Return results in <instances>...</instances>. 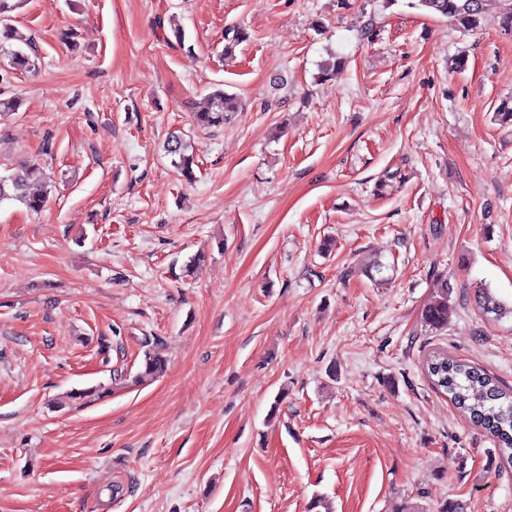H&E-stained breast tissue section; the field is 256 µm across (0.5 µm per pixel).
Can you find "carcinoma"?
Segmentation results:
<instances>
[{
  "label": "carcinoma",
  "mask_w": 512,
  "mask_h": 512,
  "mask_svg": "<svg viewBox=\"0 0 512 512\" xmlns=\"http://www.w3.org/2000/svg\"><path fill=\"white\" fill-rule=\"evenodd\" d=\"M490 0H417L415 6L450 19L465 31L478 27ZM26 0H0V43L16 41L17 49H9L10 63L14 69H27L35 65L34 40L9 24L13 13L23 8ZM241 110L238 97L222 88L210 93L205 105L193 113V119L201 128L221 127ZM190 144L179 136H171L165 151L171 156L173 166L187 177H192L193 155ZM37 167L22 164L7 175L0 174V203L17 201L32 212H39L46 203L45 186L37 180ZM473 301L483 314L501 319L512 315V306L499 299L490 289L478 286ZM422 318L425 326L439 331L448 326V293L434 299L424 308ZM165 359L157 349L144 352V375L158 373L164 369ZM428 376L434 386L448 394L455 406L477 426L496 438L499 452L512 460V395L504 392L494 380L481 369L461 359L441 354L427 361Z\"/></svg>",
  "instance_id": "1"
}]
</instances>
